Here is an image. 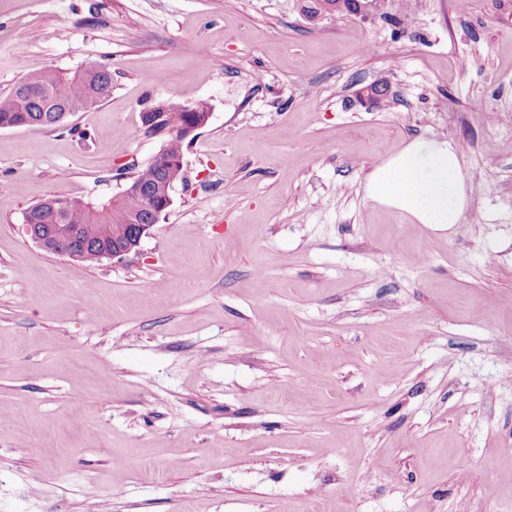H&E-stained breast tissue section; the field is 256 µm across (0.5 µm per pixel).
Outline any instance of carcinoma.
<instances>
[{
  "label": "carcinoma",
  "instance_id": "obj_1",
  "mask_svg": "<svg viewBox=\"0 0 512 512\" xmlns=\"http://www.w3.org/2000/svg\"><path fill=\"white\" fill-rule=\"evenodd\" d=\"M358 0H304L302 11L315 17L348 18L358 12ZM22 87L0 95V124L29 119L37 128L58 125L56 115L82 112L101 102L100 92L112 85V71L106 64H91L75 72L47 68L22 78ZM180 179L181 171L163 172L154 166L138 171V180L151 187L164 178ZM145 213L138 195L110 197L95 203L67 200L64 210L54 213L33 205L27 212L35 224H74L82 228L84 246L79 260L96 263L101 248L112 242V225Z\"/></svg>",
  "mask_w": 512,
  "mask_h": 512
}]
</instances>
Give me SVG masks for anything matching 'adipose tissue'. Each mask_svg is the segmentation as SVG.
<instances>
[{
    "label": "adipose tissue",
    "instance_id": "ef3b65f1",
    "mask_svg": "<svg viewBox=\"0 0 512 512\" xmlns=\"http://www.w3.org/2000/svg\"><path fill=\"white\" fill-rule=\"evenodd\" d=\"M366 191L420 224L460 223L469 204L458 148L445 140L410 141L375 167Z\"/></svg>",
    "mask_w": 512,
    "mask_h": 512
}]
</instances>
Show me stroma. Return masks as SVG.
Instances as JSON below:
<instances>
[{
    "instance_id": "obj_1",
    "label": "stroma",
    "mask_w": 512,
    "mask_h": 512,
    "mask_svg": "<svg viewBox=\"0 0 512 512\" xmlns=\"http://www.w3.org/2000/svg\"><path fill=\"white\" fill-rule=\"evenodd\" d=\"M94 62L105 101L0 129V512H512V0H0V95ZM155 98L211 116L150 235L41 250L31 206L159 153ZM416 138L457 145L461 223L366 197ZM302 15L308 20L311 17L325 14L327 17H355L360 8L357 0H303Z\"/></svg>"
}]
</instances>
